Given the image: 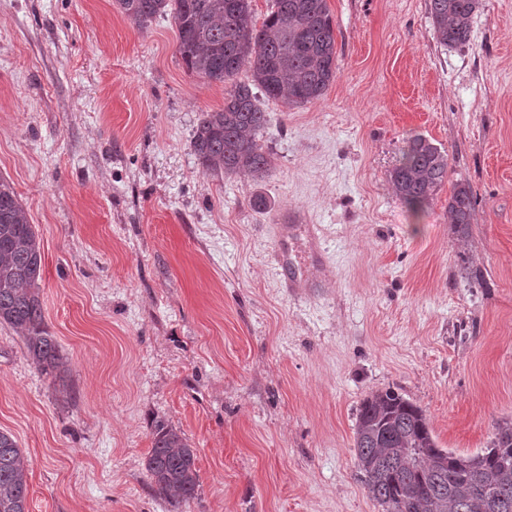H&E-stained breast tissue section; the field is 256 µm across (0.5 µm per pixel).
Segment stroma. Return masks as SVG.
I'll return each mask as SVG.
<instances>
[{
  "label": "stroma",
  "instance_id": "stroma-1",
  "mask_svg": "<svg viewBox=\"0 0 512 512\" xmlns=\"http://www.w3.org/2000/svg\"><path fill=\"white\" fill-rule=\"evenodd\" d=\"M336 78L298 107L261 98L262 181L189 148L224 88L188 73L171 16L116 0H0V179L41 239L45 375L0 324V431L29 512H382L357 469L361 401L387 389L470 456L512 419V0L441 46L428 0H327ZM448 155L419 214L389 172L406 140ZM477 197L468 239L448 222ZM267 202L253 208L254 196ZM316 286L282 288L284 225ZM197 453L194 499L158 498L156 422ZM475 205L476 198L469 186H458L455 189L448 201V222L458 233H465Z\"/></svg>",
  "mask_w": 512,
  "mask_h": 512
}]
</instances>
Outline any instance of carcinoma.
Segmentation results:
<instances>
[{
    "label": "carcinoma",
    "instance_id": "obj_1",
    "mask_svg": "<svg viewBox=\"0 0 512 512\" xmlns=\"http://www.w3.org/2000/svg\"><path fill=\"white\" fill-rule=\"evenodd\" d=\"M144 29L171 15L178 53L188 72L231 84L224 107L199 113L190 149L206 169L268 175L272 157L259 143L266 113L258 89L288 106L320 99L336 78V36L327 0H274L261 27L251 0H116ZM482 0H429L434 36L444 47L471 41ZM248 69L251 82L236 77ZM448 180V154L421 136L407 139L390 172L396 196L416 215ZM471 188L448 201V223L463 234L475 209ZM40 241L14 189L0 181V323L22 336L35 367L66 371L55 337L45 327L40 300ZM354 448L366 489L383 512H512V421L494 428L487 448L461 456L438 446L423 410L392 391L367 396L358 410ZM195 448L184 433L155 426L145 462L156 495L171 503L195 498ZM27 466L12 435L0 431V512H28Z\"/></svg>",
    "mask_w": 512,
    "mask_h": 512
}]
</instances>
